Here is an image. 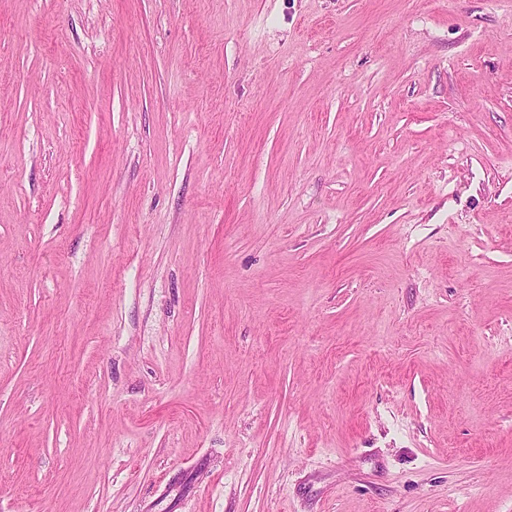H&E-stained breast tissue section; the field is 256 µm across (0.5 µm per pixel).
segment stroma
<instances>
[{
    "label": "stroma",
    "mask_w": 512,
    "mask_h": 512,
    "mask_svg": "<svg viewBox=\"0 0 512 512\" xmlns=\"http://www.w3.org/2000/svg\"><path fill=\"white\" fill-rule=\"evenodd\" d=\"M0 512H512V0H0Z\"/></svg>",
    "instance_id": "1"
}]
</instances>
